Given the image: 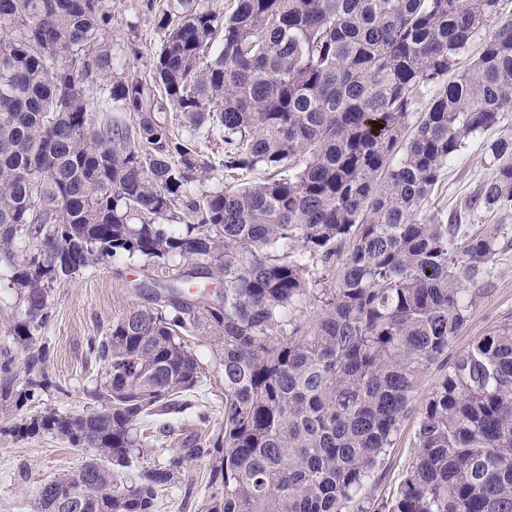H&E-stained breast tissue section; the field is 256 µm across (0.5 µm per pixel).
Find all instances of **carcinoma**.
I'll use <instances>...</instances> for the list:
<instances>
[{
    "instance_id": "obj_1",
    "label": "carcinoma",
    "mask_w": 512,
    "mask_h": 512,
    "mask_svg": "<svg viewBox=\"0 0 512 512\" xmlns=\"http://www.w3.org/2000/svg\"><path fill=\"white\" fill-rule=\"evenodd\" d=\"M110 23L104 0H0V263L24 307L14 336L32 344L53 289L106 257L155 273L153 306L90 341L106 369L101 408L15 425L93 451L41 483L30 512H157L193 461L209 468L201 512H512V325L448 363L498 233L424 213L467 141L512 112L502 0H238L224 18L171 0L149 79L115 59ZM201 129L224 143L227 172L280 177L197 193L212 169ZM488 152L493 176L464 210L506 220L512 134ZM189 333L220 346L221 433L140 468L170 435L144 433L146 418L192 406ZM48 353L27 359L20 390L0 360V399L51 387ZM444 367L396 494L366 497L426 372Z\"/></svg>"
}]
</instances>
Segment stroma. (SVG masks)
<instances>
[{
  "label": "stroma",
  "instance_id": "35a3bbf8",
  "mask_svg": "<svg viewBox=\"0 0 512 512\" xmlns=\"http://www.w3.org/2000/svg\"><path fill=\"white\" fill-rule=\"evenodd\" d=\"M112 16V51L117 59L134 64L148 73L149 59L160 37L156 16L145 8V0H105ZM512 133V112L504 113L498 127L469 140L466 148L446 169L433 203L437 211L451 215L473 196L492 173L486 145L505 133ZM467 232L485 228L499 232L500 249L492 265L489 284L474 307L463 330L454 339L449 358L465 354L492 329L512 324V218L498 221L481 211L462 212ZM11 270L0 265V351L12 357L16 369H23L30 348L16 343L14 325L24 317L16 293L7 286ZM151 270L140 261L104 259L56 288L50 298L52 317L36 335L38 343L48 345L47 371L52 388L42 392L40 401L23 407L15 402H0V512H29V502L40 483L75 469L89 457L86 449L68 447L51 434L33 438L19 436L14 425L20 419L46 410L81 414L96 408L93 392L105 381V366L88 352L90 341L109 334L114 320L127 311L150 305L146 284ZM189 346L202 365L201 381L191 394L194 404L205 408L208 422L192 413L169 415L172 433L140 460L141 466L167 461L173 449L190 435L214 437L219 433L224 413V368L219 347L210 339L190 336ZM438 369L427 371L414 394V412L402 419L396 442L390 448L379 482L369 484L367 493L374 499L395 494L416 454L415 433L419 411L433 388L443 379ZM208 470L204 463L188 465L177 486L165 490L158 512H198L207 492Z\"/></svg>",
  "mask_w": 512,
  "mask_h": 512
}]
</instances>
